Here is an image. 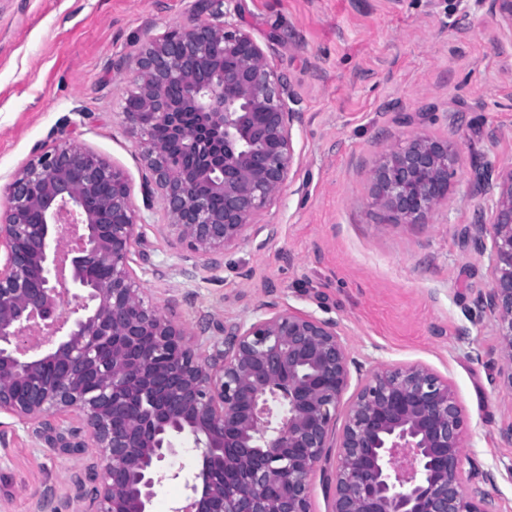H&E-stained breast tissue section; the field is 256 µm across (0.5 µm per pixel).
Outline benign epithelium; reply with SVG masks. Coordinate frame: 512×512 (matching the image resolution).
Here are the masks:
<instances>
[{"mask_svg":"<svg viewBox=\"0 0 512 512\" xmlns=\"http://www.w3.org/2000/svg\"><path fill=\"white\" fill-rule=\"evenodd\" d=\"M226 2L197 0L209 20L169 28L114 64L132 73L139 100L122 120L141 137L146 206L158 197L169 232L201 260L187 279L248 239L299 164L304 113ZM491 6L512 31V0ZM152 123L166 141L148 135ZM456 171L446 142L395 144L373 172L375 203L416 224L448 198ZM475 179L493 220L477 217L467 234L489 253L480 302L496 318L512 388V167H479ZM141 221L124 174L105 159L87 166L67 143L13 175L0 211V414L48 428L79 414L87 437L60 430L52 441L103 450L95 512H151L155 487L182 477L168 460L188 443L201 465L182 477L188 494L172 512H311L310 476L333 446L332 512H497L464 489V418L447 380L420 365L382 369L346 400L340 323L267 301L251 321L218 327L200 356L137 288ZM64 292L75 301L66 313Z\"/></svg>","mask_w":512,"mask_h":512,"instance_id":"benign-epithelium-1","label":"benign epithelium"}]
</instances>
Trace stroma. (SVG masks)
I'll return each mask as SVG.
<instances>
[{
	"mask_svg": "<svg viewBox=\"0 0 512 512\" xmlns=\"http://www.w3.org/2000/svg\"><path fill=\"white\" fill-rule=\"evenodd\" d=\"M196 0H0V188L41 150L66 142L128 178L143 222L134 245L146 304L187 330L210 317L250 320L261 300L340 321L358 388L382 367L427 366L464 417L465 488L512 512V388L496 322L477 301L491 268L464 235L491 219L478 166H512V31L489 0H237L239 18L306 114L295 179L259 223L278 227L226 253L221 270L185 281L188 254L146 209L139 138L122 122L129 82L112 61L197 17ZM419 136L458 158L448 198L417 224L373 200L388 147ZM80 457L0 414V512H52Z\"/></svg>",
	"mask_w": 512,
	"mask_h": 512,
	"instance_id": "stroma-1",
	"label": "stroma"
}]
</instances>
